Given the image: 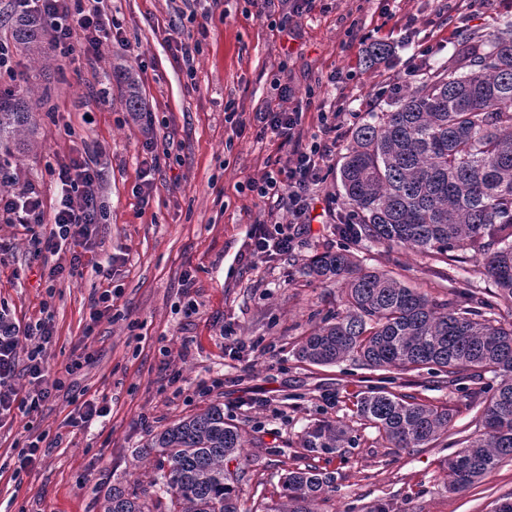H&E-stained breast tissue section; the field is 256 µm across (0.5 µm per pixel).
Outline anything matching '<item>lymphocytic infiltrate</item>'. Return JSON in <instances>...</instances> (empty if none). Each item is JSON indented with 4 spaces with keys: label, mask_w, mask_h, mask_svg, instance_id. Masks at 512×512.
<instances>
[{
    "label": "lymphocytic infiltrate",
    "mask_w": 512,
    "mask_h": 512,
    "mask_svg": "<svg viewBox=\"0 0 512 512\" xmlns=\"http://www.w3.org/2000/svg\"><path fill=\"white\" fill-rule=\"evenodd\" d=\"M16 14L31 15L43 21L52 43L62 52H70L73 41H80L86 57L99 53L103 42L120 32L117 19L106 17L104 0H13ZM292 97L288 87H281L279 107L258 113L257 121L264 133L272 135L280 147L286 148L287 179L278 181L273 176L249 183L259 197L273 200L277 207L288 209L293 223H311V186L326 177L325 162L336 146V133L341 124L358 123L361 113L354 110L340 112L335 107L321 110L316 131L307 132L302 125L301 106L284 108V101ZM49 175L58 184L61 200L53 214H46L41 195L32 183H23L16 191L0 195V223L21 224L42 244L46 253H71L69 265L43 266L42 274L48 282H62L73 276L84 264V258L93 245L100 224V205L97 187L99 171L90 156L79 155L49 167ZM252 254L271 259L290 253L293 238L281 223L268 221L254 224L249 235ZM51 318L41 319L34 328L19 332L4 312L0 311V415L19 410L30 415L61 390L65 381L53 376L46 351L54 341ZM31 347L26 359H19L22 340ZM24 374L30 385L25 400H18L11 382L17 374Z\"/></svg>",
    "instance_id": "1"
}]
</instances>
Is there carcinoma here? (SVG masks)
Segmentation results:
<instances>
[{
    "label": "carcinoma",
    "mask_w": 512,
    "mask_h": 512,
    "mask_svg": "<svg viewBox=\"0 0 512 512\" xmlns=\"http://www.w3.org/2000/svg\"><path fill=\"white\" fill-rule=\"evenodd\" d=\"M46 27L20 18L13 41L42 50ZM462 48L429 64L403 93L376 106L355 129L339 168L342 199L355 235L388 248L404 247L446 268L456 280L467 262L481 266L492 295L462 288L437 302L387 273L363 267L345 250L313 256L307 274L341 281L342 308L323 317L297 349L304 362L329 366L352 358L371 371L427 368L465 384L482 407V430L445 463L446 488L463 490L512 460V16L490 31H466ZM126 110L145 111L132 74L119 71ZM25 94L0 93V153L12 156L36 133L35 105ZM493 372L499 380L484 382ZM379 377L356 401V413L392 448H422L448 433L453 414L387 387ZM248 440L211 404L155 434L137 456H154L162 471L156 498L114 485L100 512H243L242 471L225 462ZM345 425L322 420L304 431L300 447L335 454L353 447ZM336 476L315 466L282 478L287 505L277 512H317L314 504Z\"/></svg>",
    "instance_id": "cac0c4a2"
}]
</instances>
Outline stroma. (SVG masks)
I'll list each match as a JSON object with an SVG mask.
<instances>
[{
    "instance_id": "35a3bbf8",
    "label": "stroma",
    "mask_w": 512,
    "mask_h": 512,
    "mask_svg": "<svg viewBox=\"0 0 512 512\" xmlns=\"http://www.w3.org/2000/svg\"><path fill=\"white\" fill-rule=\"evenodd\" d=\"M248 0H109L108 16L119 20L121 38L104 42L97 58L15 52L19 75L48 91L39 116V144L11 160L10 170L39 189L44 209L57 206L58 188L47 164L87 151L101 174L100 224L91 265L81 275L49 286L39 266L68 264L59 253L35 258L36 246L20 225L0 223L9 247L0 262V307L20 327L52 316L56 341L47 358L53 373H65L75 346L87 342L93 359L66 375L72 392H60L31 417L19 411L0 417V512H99V499L120 485L152 493L154 457L134 463L132 452L173 422L220 403L224 415L251 438L242 458L246 508L280 504V477L288 469L319 465L336 476L320 512H369L376 502L389 512H495L512 496V462L501 463L480 482L455 493L444 486L442 464L461 449L480 415L465 389L445 375L421 370L396 375L395 391L452 410L455 435L424 448L388 447L377 429L356 414L355 396L373 373L347 360L331 366L301 361L297 349L315 323L340 307V283L305 275L312 256L347 250L362 266L398 277L407 286L442 301L457 284L490 288L474 263L457 283L435 278L412 250L386 248L343 236L338 170L352 139V126L337 133L328 157L329 177L311 193L315 221L291 228L295 249L265 263L251 256L247 233L266 219L270 201L248 188L250 180L278 171L283 153L276 140H257L256 112L279 102L277 84L292 89L303 106L305 128L315 129L320 105L335 102L356 110L373 89L404 80V69L423 39L440 42L439 57L452 54L449 30L492 29L502 0H318L302 23L288 18L277 0L272 20L250 17ZM203 32L192 65L174 59V30ZM377 30L392 53L368 68L353 49L361 31ZM131 69L146 110L132 119L114 71ZM344 80L331 84L334 74ZM234 102L245 123L225 122ZM91 113L92 123L82 121ZM167 144L153 174L148 202L134 187L146 138ZM111 266L110 277L95 266ZM191 293H183L185 275ZM114 287L112 318L90 325L92 296ZM233 338H226L225 330ZM249 351L236 355L234 340ZM223 376L224 385L201 401L198 384ZM108 410L91 427H71L72 397ZM336 419L356 436L340 457L300 447L303 430ZM44 437L34 468L16 473L28 434Z\"/></svg>"
}]
</instances>
